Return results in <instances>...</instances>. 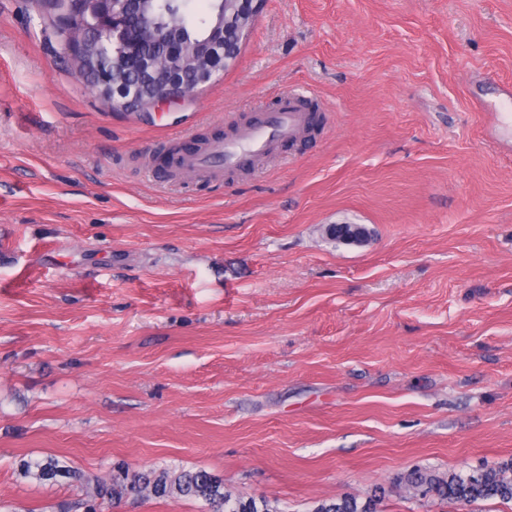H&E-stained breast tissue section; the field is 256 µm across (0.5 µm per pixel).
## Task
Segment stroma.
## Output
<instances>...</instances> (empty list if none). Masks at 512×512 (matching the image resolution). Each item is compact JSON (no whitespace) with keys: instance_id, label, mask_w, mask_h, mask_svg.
<instances>
[{"instance_id":"obj_1","label":"stroma","mask_w":512,"mask_h":512,"mask_svg":"<svg viewBox=\"0 0 512 512\" xmlns=\"http://www.w3.org/2000/svg\"><path fill=\"white\" fill-rule=\"evenodd\" d=\"M0 0V512L204 470L277 512H512L409 497L414 468L512 462V0H265L189 98L115 112ZM321 122L249 174L166 175L293 90ZM358 224L360 244L332 240ZM371 501L361 502L354 497H342L318 502L312 512H374Z\"/></svg>"}]
</instances>
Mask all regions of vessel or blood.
I'll use <instances>...</instances> for the list:
<instances>
[{
	"instance_id": "1",
	"label": "vessel or blood",
	"mask_w": 512,
	"mask_h": 512,
	"mask_svg": "<svg viewBox=\"0 0 512 512\" xmlns=\"http://www.w3.org/2000/svg\"><path fill=\"white\" fill-rule=\"evenodd\" d=\"M313 120L310 94L305 91L288 94L272 109L238 125L226 138L179 154L176 169L209 179L253 171L273 157L279 148L301 136Z\"/></svg>"
}]
</instances>
